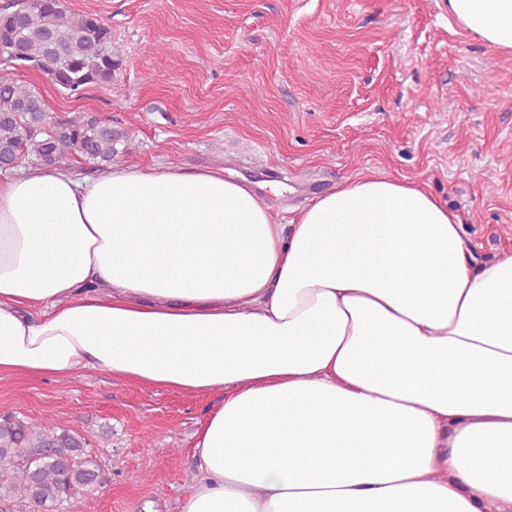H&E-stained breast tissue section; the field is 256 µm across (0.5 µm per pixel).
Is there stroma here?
<instances>
[{"label": "stroma", "instance_id": "obj_1", "mask_svg": "<svg viewBox=\"0 0 512 512\" xmlns=\"http://www.w3.org/2000/svg\"><path fill=\"white\" fill-rule=\"evenodd\" d=\"M112 31L110 83L70 94L0 65L57 120L86 112L131 140L130 166L223 168L290 219L368 170L423 184L478 260L512 248V55L464 30L447 0H65ZM216 395L143 389L101 370L0 378V415H51L102 482L68 512H178L194 434Z\"/></svg>", "mask_w": 512, "mask_h": 512}]
</instances>
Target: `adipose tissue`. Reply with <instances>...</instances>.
<instances>
[{
	"instance_id": "ef3b65f1",
	"label": "adipose tissue",
	"mask_w": 512,
	"mask_h": 512,
	"mask_svg": "<svg viewBox=\"0 0 512 512\" xmlns=\"http://www.w3.org/2000/svg\"><path fill=\"white\" fill-rule=\"evenodd\" d=\"M512 54V0H448ZM221 403L180 512H512V249L370 171L281 223L245 179L0 173V377Z\"/></svg>"
}]
</instances>
